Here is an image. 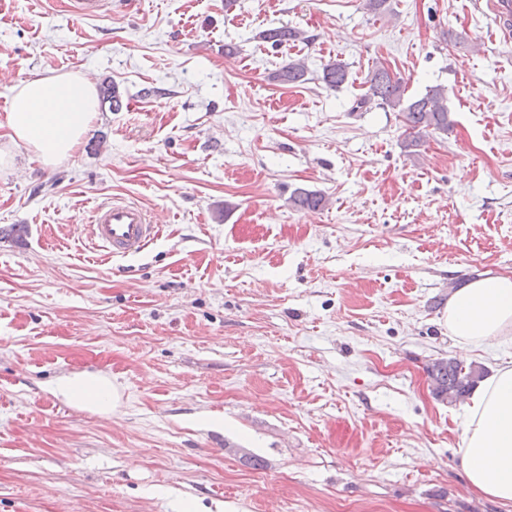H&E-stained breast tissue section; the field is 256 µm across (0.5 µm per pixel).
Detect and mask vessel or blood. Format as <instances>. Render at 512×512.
<instances>
[{"label":"vessel or blood","mask_w":512,"mask_h":512,"mask_svg":"<svg viewBox=\"0 0 512 512\" xmlns=\"http://www.w3.org/2000/svg\"><path fill=\"white\" fill-rule=\"evenodd\" d=\"M498 32L512 38V0H483ZM161 228L140 206L111 200L99 204L93 214L91 236L100 250L112 258L142 253L160 235Z\"/></svg>","instance_id":"1"}]
</instances>
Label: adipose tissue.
Here are the masks:
<instances>
[{
    "label": "adipose tissue",
    "mask_w": 512,
    "mask_h": 512,
    "mask_svg": "<svg viewBox=\"0 0 512 512\" xmlns=\"http://www.w3.org/2000/svg\"><path fill=\"white\" fill-rule=\"evenodd\" d=\"M99 112L96 87L87 76L52 74L20 80L6 114L12 145L34 152L50 167L73 156ZM461 355L512 336V276H479L453 291L443 316ZM54 396L97 414L111 413L117 389L99 374L57 379ZM461 463L471 490L512 505V367L482 380L466 408Z\"/></svg>",
    "instance_id": "obj_1"
}]
</instances>
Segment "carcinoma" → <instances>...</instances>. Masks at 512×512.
Segmentation results:
<instances>
[{"label":"carcinoma","instance_id":"obj_1","mask_svg":"<svg viewBox=\"0 0 512 512\" xmlns=\"http://www.w3.org/2000/svg\"><path fill=\"white\" fill-rule=\"evenodd\" d=\"M298 38V31L282 26L262 33L263 41L279 47ZM309 70L304 61L293 59L272 73V80L281 84L296 85L307 81ZM322 82L331 89H339L349 80L347 64L329 62L322 67ZM366 93L352 106L351 111H361L368 105L390 109L402 114L408 131L405 147L418 145L420 137L432 132H448L452 119L447 105V89L440 85L430 87L422 96L405 98L402 78L383 65L374 66L368 73ZM291 205L300 210H317L325 206L326 198L317 191L295 189L290 197ZM427 373L438 398L450 403L464 398L477 382L486 375L481 366H463L453 359H437L427 366Z\"/></svg>","mask_w":512,"mask_h":512}]
</instances>
